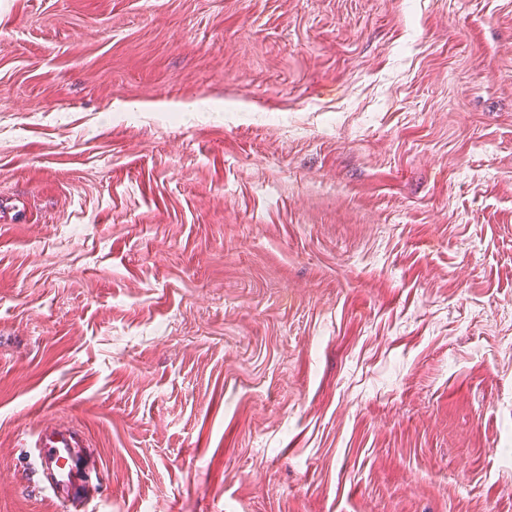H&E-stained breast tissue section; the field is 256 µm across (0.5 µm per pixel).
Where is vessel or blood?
I'll return each instance as SVG.
<instances>
[{"label": "vessel or blood", "mask_w": 512, "mask_h": 512, "mask_svg": "<svg viewBox=\"0 0 512 512\" xmlns=\"http://www.w3.org/2000/svg\"><path fill=\"white\" fill-rule=\"evenodd\" d=\"M86 445L83 434L45 419L27 460L36 488L71 506L74 512H82L92 500L97 484V471L85 451Z\"/></svg>", "instance_id": "obj_1"}]
</instances>
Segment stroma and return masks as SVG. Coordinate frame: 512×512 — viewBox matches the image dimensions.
Instances as JSON below:
<instances>
[{
  "label": "stroma",
  "instance_id": "stroma-1",
  "mask_svg": "<svg viewBox=\"0 0 512 512\" xmlns=\"http://www.w3.org/2000/svg\"><path fill=\"white\" fill-rule=\"evenodd\" d=\"M44 416L105 512H512V0H0V512Z\"/></svg>",
  "mask_w": 512,
  "mask_h": 512
}]
</instances>
